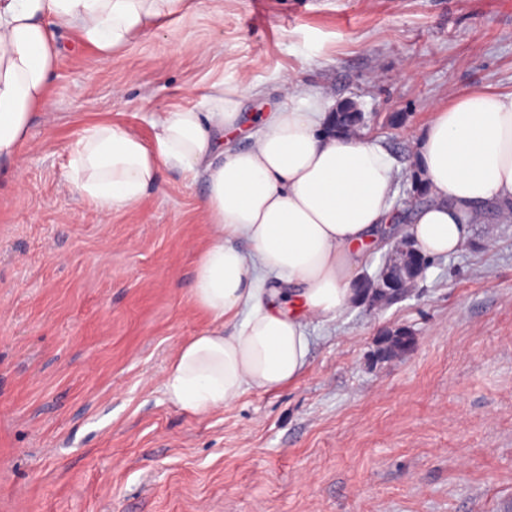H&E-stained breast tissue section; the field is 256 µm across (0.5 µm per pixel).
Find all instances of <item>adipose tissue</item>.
<instances>
[{
    "label": "adipose tissue",
    "instance_id": "adipose-tissue-1",
    "mask_svg": "<svg viewBox=\"0 0 512 512\" xmlns=\"http://www.w3.org/2000/svg\"><path fill=\"white\" fill-rule=\"evenodd\" d=\"M195 0H0V178L15 175L32 121L48 111L59 32L111 58ZM284 101L260 117L249 148L242 85L213 83L200 104L161 113L152 140L116 123L85 127L67 148L64 187L102 216L137 208L169 165L203 177L209 229L190 297L208 319L166 367V399L205 415L249 391L272 392L307 369L309 326L359 299L362 252L390 223L398 171L376 140L326 132L321 94L295 75ZM428 203L397 232L427 258L467 243L487 207L512 221V92L476 88L437 107L419 139Z\"/></svg>",
    "mask_w": 512,
    "mask_h": 512
}]
</instances>
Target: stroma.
<instances>
[{
    "label": "stroma",
    "mask_w": 512,
    "mask_h": 512,
    "mask_svg": "<svg viewBox=\"0 0 512 512\" xmlns=\"http://www.w3.org/2000/svg\"><path fill=\"white\" fill-rule=\"evenodd\" d=\"M48 117L0 182V512H512V221L488 210L417 288L312 324L294 383L208 415L163 394L169 359L207 322L190 299L208 228L204 181L162 167L132 211L103 218L61 183L92 123L152 138L157 113L217 80L256 115L295 72L400 171L408 221L416 132L433 104L512 91V0H202L106 60L59 34ZM412 346L385 358L380 341Z\"/></svg>",
    "instance_id": "35a3bbf8"
}]
</instances>
